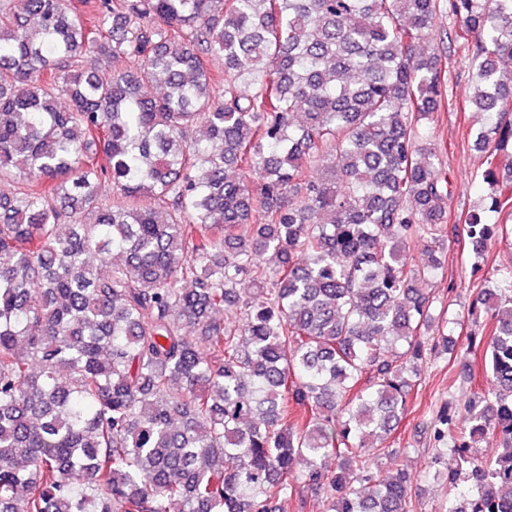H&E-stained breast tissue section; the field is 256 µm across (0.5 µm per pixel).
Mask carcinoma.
Returning <instances> with one entry per match:
<instances>
[{
	"instance_id": "carcinoma-1",
	"label": "carcinoma",
	"mask_w": 512,
	"mask_h": 512,
	"mask_svg": "<svg viewBox=\"0 0 512 512\" xmlns=\"http://www.w3.org/2000/svg\"><path fill=\"white\" fill-rule=\"evenodd\" d=\"M86 3L0 0V512H414L388 436L427 355L480 348L439 476L512 512V267L461 342L428 335L446 255L409 257L461 237L477 270L495 229L448 224L426 142L443 12L512 220V0Z\"/></svg>"
}]
</instances>
